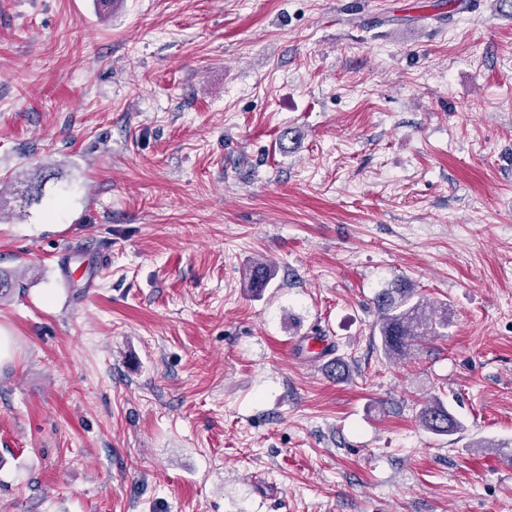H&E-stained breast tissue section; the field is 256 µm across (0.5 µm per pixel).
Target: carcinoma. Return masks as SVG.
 <instances>
[{
  "mask_svg": "<svg viewBox=\"0 0 512 512\" xmlns=\"http://www.w3.org/2000/svg\"><path fill=\"white\" fill-rule=\"evenodd\" d=\"M274 267L267 261L257 262L250 271V288L263 291L274 278ZM377 309L380 348L389 360L401 359L424 336H437L448 328V304L435 305L418 296L407 282L383 289L374 296ZM418 420L435 435H452L462 429L461 422L435 397L420 407Z\"/></svg>",
  "mask_w": 512,
  "mask_h": 512,
  "instance_id": "1",
  "label": "carcinoma"
}]
</instances>
